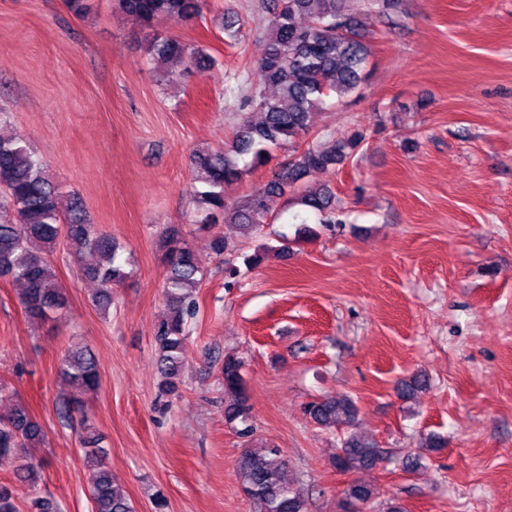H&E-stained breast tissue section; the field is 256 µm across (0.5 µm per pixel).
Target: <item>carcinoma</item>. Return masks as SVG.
Wrapping results in <instances>:
<instances>
[{"label":"carcinoma","instance_id":"carcinoma-1","mask_svg":"<svg viewBox=\"0 0 512 512\" xmlns=\"http://www.w3.org/2000/svg\"><path fill=\"white\" fill-rule=\"evenodd\" d=\"M125 13L141 25L153 28L176 19L190 22L203 15L207 0H118ZM269 15L268 44L258 63L263 84L274 89L267 96L255 92L243 98L241 107L259 114L248 115L236 127L231 145L222 150L196 153L191 160L193 197L196 209L192 223L204 226L229 220L249 234H259L267 216V199L294 194L296 203L324 216L322 223L332 225L334 194L327 188L307 185L312 174L351 160L363 147L366 137L357 129L343 140L298 146L309 132V119L332 97L356 93L365 77L370 56L365 24L347 13L343 0H265ZM151 59L164 65L180 64L199 71L213 63L206 50L172 36H157L148 48ZM291 146V154L281 170L264 185L253 190L234 206L224 200V184L239 180L250 168L266 164L271 151ZM250 160H245V157ZM0 277H9L23 285L21 303L26 315L43 320L62 310L67 297L60 288L49 260L60 240L68 241L79 254L99 257V262L83 267L85 276L97 282L92 304L103 315L112 306V286L128 277L123 247L112 235L88 221L81 204L76 203L66 217H61L58 189L46 176L41 163L20 138L0 135ZM167 271L164 284L166 314L153 329L161 374L158 398L179 395L184 369L188 318L196 311L195 291L202 272L194 251L169 232L163 239ZM287 249L286 245L261 244L249 262L261 264L269 255ZM224 395L229 402L224 418L233 423H247L248 394L242 374V362L224 355L222 368ZM60 374L70 386L93 391L99 386L97 363L90 348L72 345L60 360ZM427 380L416 375L397 384L407 397L426 388ZM306 412L326 427L351 424L358 417L355 402L343 396H331L311 402ZM45 439L42 425L18 402L6 415H0V459L16 462V478L36 484L38 462L31 453ZM84 459L88 467L93 512H134L124 492L112 481L108 449L91 432L82 437ZM382 460L377 444L358 434L343 440L333 465L342 472H356L376 467ZM285 461L277 448H246L236 463L243 491L257 505V512H305L303 491L285 481ZM373 489L360 481L344 490L345 503L356 512L373 499ZM0 512H19L11 487L0 483Z\"/></svg>","mask_w":512,"mask_h":512}]
</instances>
